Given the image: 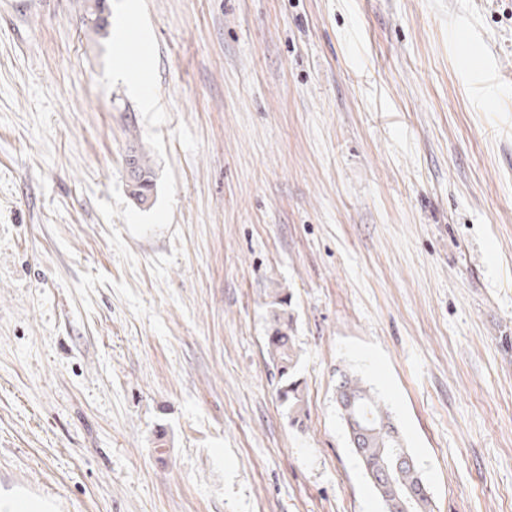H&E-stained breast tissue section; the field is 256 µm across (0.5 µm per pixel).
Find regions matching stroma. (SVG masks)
<instances>
[{"label": "stroma", "mask_w": 512, "mask_h": 512, "mask_svg": "<svg viewBox=\"0 0 512 512\" xmlns=\"http://www.w3.org/2000/svg\"><path fill=\"white\" fill-rule=\"evenodd\" d=\"M82 3L0 0V499L384 512L348 371L433 512H512V0ZM108 0H84L85 21L96 34H107L110 11ZM126 171L130 194L143 207L152 204L157 176L146 153L132 145L126 154ZM274 328L268 336V352L280 374L281 385L277 390L278 400L289 411L299 414L302 410V395L296 381L288 382L289 370L293 364L290 336L283 330L288 327V312L284 308L272 310ZM348 394L359 401V408L354 409L356 403L353 399L345 401H341L340 398L338 399L340 408L346 407L348 409H352H342L340 411L341 418L346 427H348L347 430H349V425L352 420H357L360 416L366 415H370L372 417L371 420L367 418L365 421V423L372 421V423L366 426V429H368L370 433L362 435V446L359 453H357L358 455H356L361 460L366 471V475L375 488L378 496L383 501L387 512H391V508L381 491L392 492L395 498L398 499V497H400L408 502L413 496L412 492H414V500L408 504V512H432V500L428 487L424 483L416 464H414L415 461L413 462L414 458L412 454L408 448H405L404 440L400 435L398 428L392 424L390 430H384L382 427L377 425V422L383 415L392 422L391 413L387 405L374 388L364 381L362 377H359L354 373L345 372L340 374V381L336 389V401L338 395L341 398H344ZM362 425L363 424L360 423V427H356V431L358 432H350L349 430L348 433L350 435L349 441L352 442L353 440V445L356 450H358V447L361 445V441L358 440V437L359 434L363 433L361 428ZM386 448H390L389 459L385 452ZM397 448L407 455H398ZM385 464H388V466L382 470L377 477L372 479V473L379 471ZM403 465L409 466L401 468L397 473V476H395L398 468ZM396 478L412 491L408 488L398 486ZM374 482L379 486L381 491L377 488Z\"/></svg>", "instance_id": "35a3bbf8"}]
</instances>
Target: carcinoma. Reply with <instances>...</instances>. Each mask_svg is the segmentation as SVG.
Wrapping results in <instances>:
<instances>
[{
    "instance_id": "1",
    "label": "carcinoma",
    "mask_w": 512,
    "mask_h": 512,
    "mask_svg": "<svg viewBox=\"0 0 512 512\" xmlns=\"http://www.w3.org/2000/svg\"><path fill=\"white\" fill-rule=\"evenodd\" d=\"M84 12L85 21L91 30L97 34H107L110 17L108 0H84ZM125 162L130 194L139 205H151L157 176L148 156L140 147L133 145L128 149ZM285 304L286 299L279 297V308L272 310L274 328L268 336V352L280 374L278 400L288 410L298 414L302 410V395L297 382L288 381L289 370L293 364V352L290 336L284 331V327L288 325V312L283 308ZM336 394L342 398L349 394L359 401V407L340 411L345 425H350L351 421L361 416L372 417V423L366 426L369 433L363 435L358 453L367 477H372V473L389 463L386 449L397 448L403 453H409L397 427L385 430L377 425L381 417L389 418L391 413L378 393L363 378L354 373L340 374ZM397 479L414 492V500L408 504V512H432L431 496L417 466L401 468L397 473Z\"/></svg>"
}]
</instances>
